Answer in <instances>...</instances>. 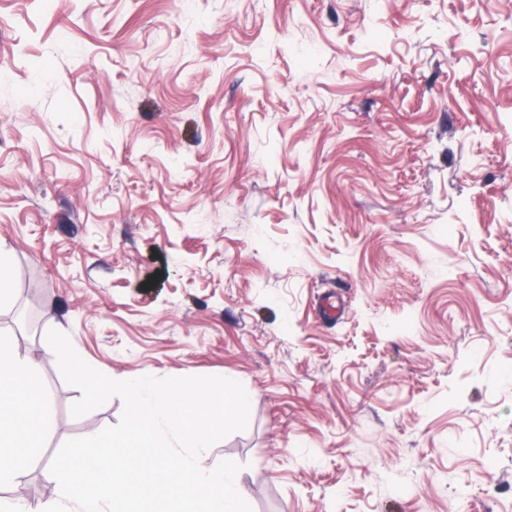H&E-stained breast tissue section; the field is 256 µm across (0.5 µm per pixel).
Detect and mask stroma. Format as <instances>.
Returning a JSON list of instances; mask_svg holds the SVG:
<instances>
[{
	"instance_id": "35a3bbf8",
	"label": "stroma",
	"mask_w": 512,
	"mask_h": 512,
	"mask_svg": "<svg viewBox=\"0 0 512 512\" xmlns=\"http://www.w3.org/2000/svg\"><path fill=\"white\" fill-rule=\"evenodd\" d=\"M0 246L40 454L55 329L241 383L253 512H512V0H0Z\"/></svg>"
}]
</instances>
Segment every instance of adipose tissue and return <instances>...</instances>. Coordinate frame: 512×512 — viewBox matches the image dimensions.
Masks as SVG:
<instances>
[{"mask_svg": "<svg viewBox=\"0 0 512 512\" xmlns=\"http://www.w3.org/2000/svg\"><path fill=\"white\" fill-rule=\"evenodd\" d=\"M34 367L15 356L10 335L0 333V487L15 483L54 426Z\"/></svg>", "mask_w": 512, "mask_h": 512, "instance_id": "1", "label": "adipose tissue"}]
</instances>
